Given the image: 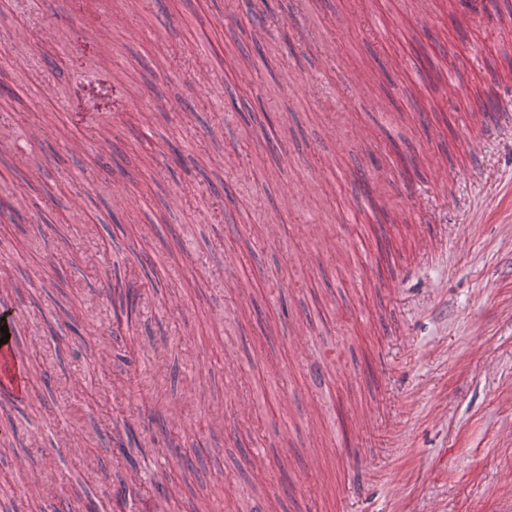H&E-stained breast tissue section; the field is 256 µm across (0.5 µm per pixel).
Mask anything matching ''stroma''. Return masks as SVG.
Instances as JSON below:
<instances>
[{
  "mask_svg": "<svg viewBox=\"0 0 512 512\" xmlns=\"http://www.w3.org/2000/svg\"><path fill=\"white\" fill-rule=\"evenodd\" d=\"M268 4L282 20L270 34L242 0H164L158 35L152 0H84L74 41L47 0H0L13 89L0 114H22L14 135L34 157L29 169L1 165L0 183L39 185L26 194L31 221L0 224L7 272L68 246L87 256L63 289L30 291L21 339L55 364L52 412L12 409L25 446L0 466V500L35 473L44 494L27 512H49L47 491L66 480L88 490L74 512H111L112 445L89 418L120 405L139 441L150 418L177 428L197 469L186 478L147 454L142 470L170 492L156 512L204 501L210 512H512V133L486 141L484 180L458 175L484 123L478 95L512 105V80L492 73L512 31L442 0L425 21L411 0ZM299 9L316 36L303 55L291 51ZM475 52L478 71L466 65ZM422 55L455 81L426 88ZM102 74L125 92L101 130L105 156L69 115L77 83ZM158 99L168 109L154 111ZM400 155L416 167L401 172ZM360 171L387 177L412 218L387 225L406 245L382 268L370 208L349 184ZM265 224L281 236L264 240ZM132 242L149 265L119 259ZM227 265L237 276L219 296L213 272ZM107 278L141 293L127 374L75 358L45 325L77 292L80 332L111 351Z\"/></svg>",
  "mask_w": 512,
  "mask_h": 512,
  "instance_id": "35a3bbf8",
  "label": "stroma"
}]
</instances>
